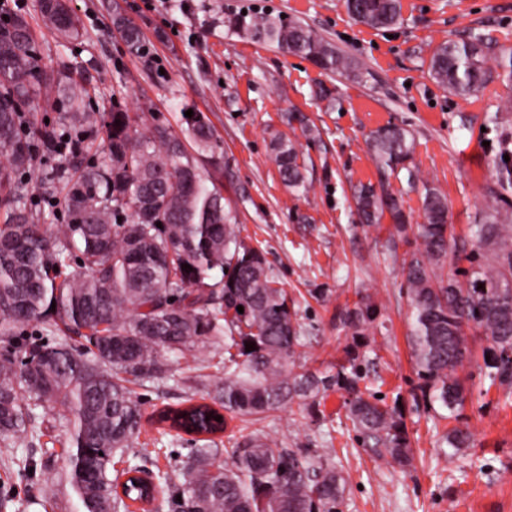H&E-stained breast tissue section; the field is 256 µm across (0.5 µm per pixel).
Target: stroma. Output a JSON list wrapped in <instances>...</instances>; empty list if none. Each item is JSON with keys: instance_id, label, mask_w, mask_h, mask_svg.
Instances as JSON below:
<instances>
[{"instance_id": "obj_1", "label": "stroma", "mask_w": 512, "mask_h": 512, "mask_svg": "<svg viewBox=\"0 0 512 512\" xmlns=\"http://www.w3.org/2000/svg\"><path fill=\"white\" fill-rule=\"evenodd\" d=\"M402 20L376 30L355 21L343 0H70L87 35L65 42L42 19L40 0H8L24 16L47 78L83 76L94 111L122 102L180 128L183 112L205 113L224 145L223 194L237 218L241 239L265 251L271 275L299 311L308 340L300 361L335 372L351 342L337 314L367 291L379 308L367 338L377 353L375 389L402 397L412 447L408 471L393 468L361 448L345 418L342 393L332 391L322 409L330 421L311 425L299 409L272 413L255 424L236 417L217 447L259 431L288 448H331L350 475L344 512H512V390L490 384L481 366L488 342L470 332V358L462 375L466 400L459 419H445L418 396L407 343L409 308L401 275L404 258L418 248L416 232L392 238L390 218L361 227L351 201L353 185L378 184L380 176L366 137L396 124L413 134L410 163L415 183L390 177L411 224L422 223L425 185L448 199V222L460 254L453 265L467 271L474 246L470 227L502 152L500 130L488 126L499 96L512 85L494 78L468 99L451 95L428 73L433 49L448 40L482 34L512 49V0H401ZM121 12L139 25L147 56L128 52L113 26ZM268 13L301 22L356 62L360 78L321 71L311 61L276 46L240 37L224 18ZM324 86L327 97L315 90ZM307 116L313 128H289L288 112ZM296 140L313 188L295 195L283 185L270 148L275 134ZM204 362L174 363V380L137 387L143 427L139 447L161 470L181 468L194 442L164 435L159 411L204 396L222 373L224 350L204 348ZM41 438L0 443V512H76L77 499L64 477L67 425L38 409ZM468 426L473 445L443 449L440 438L454 425Z\"/></svg>"}]
</instances>
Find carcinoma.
<instances>
[{
    "instance_id": "obj_1",
    "label": "carcinoma",
    "mask_w": 512,
    "mask_h": 512,
    "mask_svg": "<svg viewBox=\"0 0 512 512\" xmlns=\"http://www.w3.org/2000/svg\"><path fill=\"white\" fill-rule=\"evenodd\" d=\"M347 12L372 28L401 22L400 0H344ZM68 39L80 36L68 10L43 14ZM132 53H149L141 31L116 19ZM224 26L252 40L300 55L326 73L357 78L353 62L297 21L270 14L230 15ZM483 38L444 42L433 51L430 76L451 94L467 98L492 79ZM66 104L56 124L32 134L37 96ZM105 135L103 156H89V134ZM367 144L377 168L398 174L415 140L397 125L372 131ZM280 178L289 190L308 192L305 160L283 133L272 140ZM55 163L34 174V164ZM219 171L224 148L202 112L184 118L180 131L157 117L91 112L87 90L71 77H44L27 21H0V339L11 341L26 325L40 324L57 341L25 347L20 359L0 354V442L35 428L43 407L66 421L69 448L65 477L78 512H130L141 492L121 478L139 465L112 472V453L132 448L142 428L134 387L173 377V360L205 345L224 346V377L210 402L159 414L177 431L216 433L226 417L253 422L293 403L302 417L326 420L321 400L330 389L346 394L345 417L361 446L402 470L413 454L400 397L387 404L361 391L375 373L365 336L378 306L358 292L354 307L339 313L352 343L336 372L296 370L303 329L295 304L268 271L264 252L239 239L224 195L209 187L202 164ZM512 163L500 161L486 188L471 237L482 257L463 274L445 271L451 252L448 200L427 186L421 247L404 259L410 323L407 341L422 397L452 415L463 408L459 371L468 357L467 331L490 345L483 356L491 383L512 386ZM352 199L366 227L389 216L391 236L411 229L401 199L389 186L361 184ZM60 224H54L56 220ZM162 227H157L156 223ZM188 264L190 268L182 269ZM243 307L240 313L237 307ZM254 349L246 350V344ZM225 416H220V413ZM221 420H215V417ZM449 447L468 448V428L442 436ZM154 491L170 512H343L349 476L329 451L285 448L253 433L229 448L188 449L177 478L155 473Z\"/></svg>"
}]
</instances>
